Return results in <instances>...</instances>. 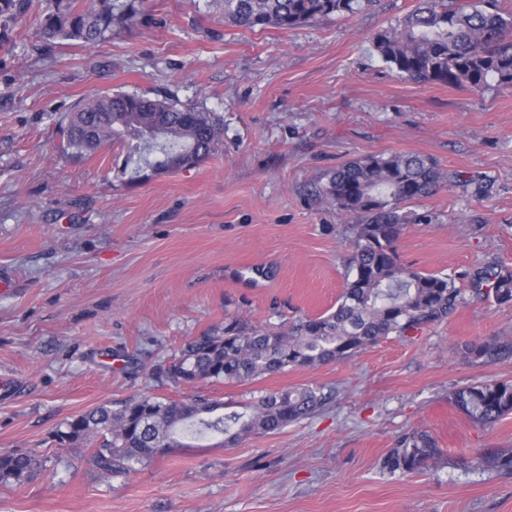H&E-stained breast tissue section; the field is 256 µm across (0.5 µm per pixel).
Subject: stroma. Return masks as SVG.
Wrapping results in <instances>:
<instances>
[{"mask_svg": "<svg viewBox=\"0 0 512 512\" xmlns=\"http://www.w3.org/2000/svg\"><path fill=\"white\" fill-rule=\"evenodd\" d=\"M415 4L377 0L285 32L225 26L222 0H143L135 22L98 45L50 53L35 21L11 32L12 53H0V380L13 390L0 396V450L36 451L45 466L0 486V512H512V471L479 464L512 452V415L482 426L450 401L457 388L512 380V358L466 355L512 337V304L471 299L347 361L244 383L176 387L151 375L225 315L276 329L335 307L353 242L319 191L361 156L418 153L446 175L412 205L432 221L403 231L404 264L512 267V89L417 84L383 63L371 35ZM113 91L164 92L214 113L218 152L135 183L118 175L120 146L72 157L64 116ZM303 385L330 402L280 432L233 447L201 439L123 478L53 439L73 416L134 394L248 403ZM415 430L447 463L388 469Z\"/></svg>", "mask_w": 512, "mask_h": 512, "instance_id": "obj_1", "label": "stroma"}]
</instances>
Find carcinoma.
Instances as JSON below:
<instances>
[{
    "label": "carcinoma",
    "instance_id": "obj_1",
    "mask_svg": "<svg viewBox=\"0 0 512 512\" xmlns=\"http://www.w3.org/2000/svg\"><path fill=\"white\" fill-rule=\"evenodd\" d=\"M47 0L39 16L44 47H91L132 23L138 0ZM375 0H224V24L244 30L298 29L332 16L353 15ZM505 0H418L396 25L371 40L379 58L421 84L439 83L483 93L494 80L512 88V6ZM31 0H0V50ZM67 147L78 155L119 143L128 152L122 174L147 180L154 173L187 170L218 151L222 128L213 113L167 95L123 91L81 100L61 124ZM445 179L430 157L415 153L370 155L336 166L325 175L321 196L349 216L354 251L350 278L336 307L301 317L288 328L258 327L240 316L224 317V328L201 333L181 347L166 367L155 370L175 386L199 382L243 383L290 368L342 362L388 336L408 337L448 320L465 295L496 305L512 303V268L483 262L461 274L426 273L401 262L396 244L409 224L429 215L408 205L432 196ZM466 282V287L457 281ZM469 353L487 361L512 357V338H495ZM326 400L318 388L289 387L262 395L237 410L196 396L170 400L132 395L105 401L55 431L59 446L90 444L89 460L101 473L125 477L161 455L188 448V437H221L234 445L251 436L281 431L318 412ZM451 402L470 420L493 424L512 413V382L489 381L454 390ZM444 456L425 430L407 434L391 450L386 466L413 471ZM43 468L35 452H0V485L20 486Z\"/></svg>",
    "mask_w": 512,
    "mask_h": 512
}]
</instances>
